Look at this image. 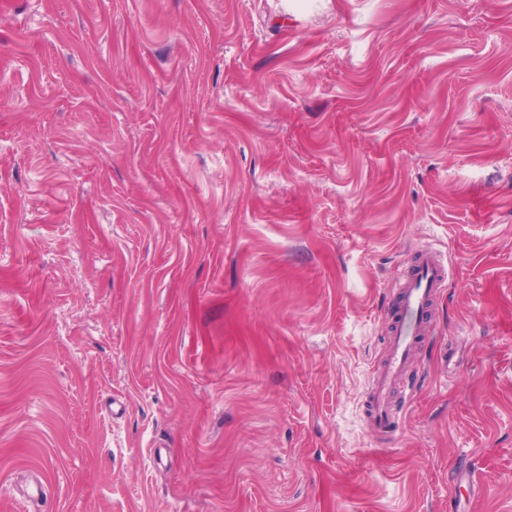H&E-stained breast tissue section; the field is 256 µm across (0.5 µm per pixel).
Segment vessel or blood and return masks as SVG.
Instances as JSON below:
<instances>
[{
    "label": "vessel or blood",
    "mask_w": 512,
    "mask_h": 512,
    "mask_svg": "<svg viewBox=\"0 0 512 512\" xmlns=\"http://www.w3.org/2000/svg\"><path fill=\"white\" fill-rule=\"evenodd\" d=\"M449 275L446 258L430 248L421 252L401 278L387 352L383 361L374 367L367 391L366 424L377 437L390 434L398 398L414 389L409 361L430 332L431 306L445 288Z\"/></svg>",
    "instance_id": "vessel-or-blood-1"
}]
</instances>
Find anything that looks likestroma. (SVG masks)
<instances>
[{
    "label": "stroma",
    "instance_id": "stroma-1",
    "mask_svg": "<svg viewBox=\"0 0 512 512\" xmlns=\"http://www.w3.org/2000/svg\"><path fill=\"white\" fill-rule=\"evenodd\" d=\"M0 512H512V0H0ZM450 275L448 262L436 249H427L401 278L396 314L387 339L383 361L374 367L367 391L366 424L380 438L391 433L397 415V399L415 391L409 361L430 332L434 299Z\"/></svg>",
    "mask_w": 512,
    "mask_h": 512
}]
</instances>
